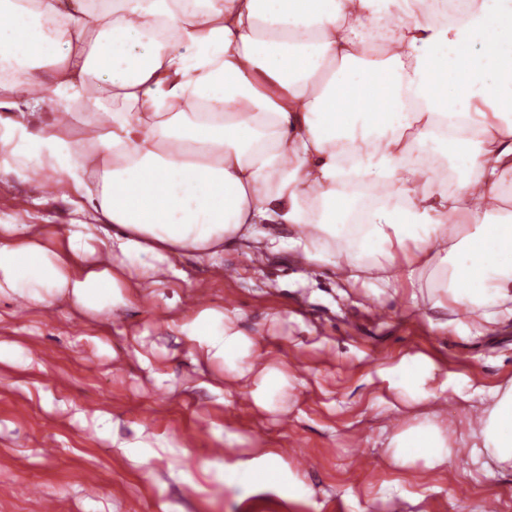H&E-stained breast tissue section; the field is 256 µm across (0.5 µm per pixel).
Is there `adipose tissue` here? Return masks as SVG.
Segmentation results:
<instances>
[{
  "instance_id": "adipose-tissue-1",
  "label": "adipose tissue",
  "mask_w": 512,
  "mask_h": 512,
  "mask_svg": "<svg viewBox=\"0 0 512 512\" xmlns=\"http://www.w3.org/2000/svg\"><path fill=\"white\" fill-rule=\"evenodd\" d=\"M91 98L111 112L77 119ZM0 168L61 176L95 216L1 223L0 296L98 314L165 283L172 256L272 251L286 228L307 262L425 281L489 333L512 321V0H0ZM174 327L247 378L230 315ZM481 413L469 457L512 463V385ZM387 448L398 466L450 457L429 421ZM280 462L224 482L278 481Z\"/></svg>"
}]
</instances>
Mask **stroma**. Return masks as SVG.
Here are the masks:
<instances>
[{
	"instance_id": "1",
	"label": "stroma",
	"mask_w": 512,
	"mask_h": 512,
	"mask_svg": "<svg viewBox=\"0 0 512 512\" xmlns=\"http://www.w3.org/2000/svg\"><path fill=\"white\" fill-rule=\"evenodd\" d=\"M30 183L0 171V219L64 232L74 207L61 188L27 208ZM179 277L137 304L86 316L67 303L48 310L0 298V512H30L39 490L54 512H486L512 504V465L483 470L460 453L478 429L475 388L512 382V323L482 336L452 327L449 306L402 302L392 291L344 283L325 264L302 262L285 242L260 253L228 244L219 265L175 258ZM206 303L253 339L247 358L283 373L277 408L264 410L226 379L217 361L196 363L169 320L174 300ZM420 354L437 370L426 389L445 390L443 408L414 405L386 369ZM150 367H143L141 357ZM431 418L448 430V464L400 467L386 443L405 423ZM240 434L225 443L223 429ZM172 444L137 463L113 440ZM54 454L41 450L44 440ZM223 455H213L215 446ZM282 452L285 481L224 485L223 465Z\"/></svg>"
}]
</instances>
